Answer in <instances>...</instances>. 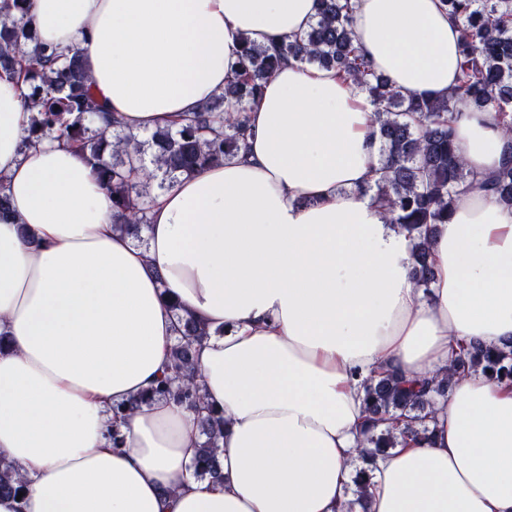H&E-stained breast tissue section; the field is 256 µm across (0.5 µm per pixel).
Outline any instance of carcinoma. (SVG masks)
<instances>
[{
	"label": "carcinoma",
	"instance_id": "obj_1",
	"mask_svg": "<svg viewBox=\"0 0 512 512\" xmlns=\"http://www.w3.org/2000/svg\"><path fill=\"white\" fill-rule=\"evenodd\" d=\"M442 2L451 18L462 21L464 35L455 84L441 98L405 92L376 73L354 43L353 0H317L308 30L282 40L272 53L242 37L224 91L180 128L159 127L142 138L121 130L96 101L93 77L79 50H25L35 40L26 0H0V68L19 69L29 85L27 98L35 115L25 145L51 137L89 152L100 182L112 194L115 224L140 244L156 192L237 156L247 138L251 104L282 62L336 70L373 106L381 152L374 198L385 221L400 225L415 241L413 275L417 286L427 289L433 279L428 240L436 225L448 223L458 189H477L512 208V0ZM470 108L493 113L507 137L501 166L484 179L468 171L454 134ZM177 320L170 367L125 409L169 397L193 412L202 437L193 475L219 480L224 417L204 402L197 364V346L206 332L190 318L179 315ZM478 370L512 383V342L501 348L461 346L443 374L407 381L388 369L371 378L364 385L366 441L383 452L397 446L399 434L426 433L435 400L447 398L452 376ZM24 485L22 474L0 462V497H16Z\"/></svg>",
	"mask_w": 512,
	"mask_h": 512
}]
</instances>
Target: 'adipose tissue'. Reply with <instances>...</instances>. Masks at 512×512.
<instances>
[{"label":"adipose tissue","instance_id":"ef3b65f1","mask_svg":"<svg viewBox=\"0 0 512 512\" xmlns=\"http://www.w3.org/2000/svg\"><path fill=\"white\" fill-rule=\"evenodd\" d=\"M315 0H28L42 45L80 49L96 99L143 136L184 124L232 76L242 37L274 49ZM463 25L439 0H357L354 38L393 85L442 96ZM27 88L0 71V460L24 475L0 512H348L364 443L363 382L383 366L444 371L450 342L512 339V208L455 198L429 247L370 189L380 143L365 94L335 70L287 63L250 114L245 156L159 194L137 246L86 154L24 148ZM469 170H497L505 137L467 112ZM207 330L198 352L224 414V478L197 479L194 414L153 399L171 358V304ZM368 512H512V386L453 378L426 438L372 463Z\"/></svg>","mask_w":512,"mask_h":512}]
</instances>
